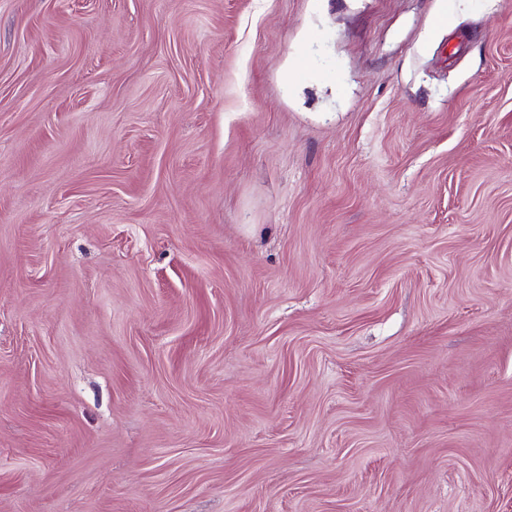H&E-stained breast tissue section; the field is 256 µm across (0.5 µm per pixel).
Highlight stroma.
<instances>
[{
    "label": "stroma",
    "mask_w": 512,
    "mask_h": 512,
    "mask_svg": "<svg viewBox=\"0 0 512 512\" xmlns=\"http://www.w3.org/2000/svg\"><path fill=\"white\" fill-rule=\"evenodd\" d=\"M0 512H512V0H0Z\"/></svg>",
    "instance_id": "stroma-1"
}]
</instances>
